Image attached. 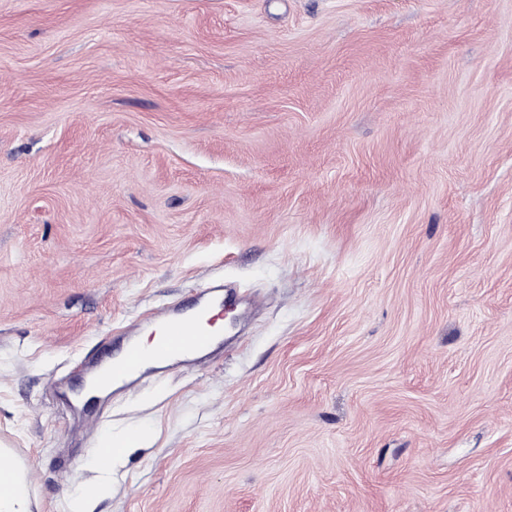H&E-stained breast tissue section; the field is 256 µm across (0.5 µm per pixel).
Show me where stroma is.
Returning a JSON list of instances; mask_svg holds the SVG:
<instances>
[{"label":"stroma","instance_id":"stroma-1","mask_svg":"<svg viewBox=\"0 0 512 512\" xmlns=\"http://www.w3.org/2000/svg\"><path fill=\"white\" fill-rule=\"evenodd\" d=\"M0 442L31 512H512V0H0ZM234 294L224 290V282L216 284L193 298L187 307H163L156 311L148 325H133L125 336L118 339L119 358L113 357L106 362V378L112 384V393L129 390L138 386L146 373L150 360L136 340L143 329H151V336H144L142 346L151 350L156 336L155 330L160 331L157 350L161 361L157 364L167 365L183 362L195 355L208 351L213 344L214 331L203 327L200 320L209 313L213 306L221 308L224 305H235Z\"/></svg>","mask_w":512,"mask_h":512}]
</instances>
